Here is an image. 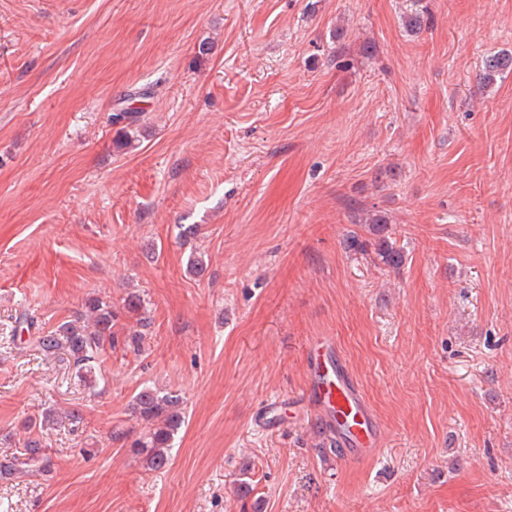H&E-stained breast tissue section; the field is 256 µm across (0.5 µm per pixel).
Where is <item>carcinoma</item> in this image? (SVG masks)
Listing matches in <instances>:
<instances>
[{"instance_id": "obj_1", "label": "carcinoma", "mask_w": 512, "mask_h": 512, "mask_svg": "<svg viewBox=\"0 0 512 512\" xmlns=\"http://www.w3.org/2000/svg\"><path fill=\"white\" fill-rule=\"evenodd\" d=\"M428 20L427 7L422 0H412L409 11L402 17L405 30L411 34L420 33ZM512 71V53H498L487 58L480 77V83L489 86L495 76ZM382 262L398 267L403 262V253L393 243L383 240L378 247ZM143 299L138 294H129L122 305L115 306L112 300L90 297L84 301L81 310L71 319L62 322L50 333L32 338V346L46 358L59 352L68 353L74 361L76 372L82 376L92 373L100 354L108 347L122 346L125 350L142 353L146 350L148 336L147 317L140 313ZM138 316L141 330L126 336H119L120 321L129 315ZM34 320L23 312L15 318L4 343L15 342L18 332L33 327ZM133 415L145 423L146 429L131 444L148 470H160L169 464L172 441L184 422L182 400L172 392H159L150 387L142 389L132 402ZM35 469L40 475L49 477L54 462L43 440L29 437L23 447L11 454L0 456V479L11 480L20 474Z\"/></svg>"}]
</instances>
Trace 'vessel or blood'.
<instances>
[{"mask_svg": "<svg viewBox=\"0 0 512 512\" xmlns=\"http://www.w3.org/2000/svg\"><path fill=\"white\" fill-rule=\"evenodd\" d=\"M307 378L308 399L322 412L340 456L371 453L381 441V430L331 342L321 339L309 347Z\"/></svg>", "mask_w": 512, "mask_h": 512, "instance_id": "obj_1", "label": "vessel or blood"}]
</instances>
